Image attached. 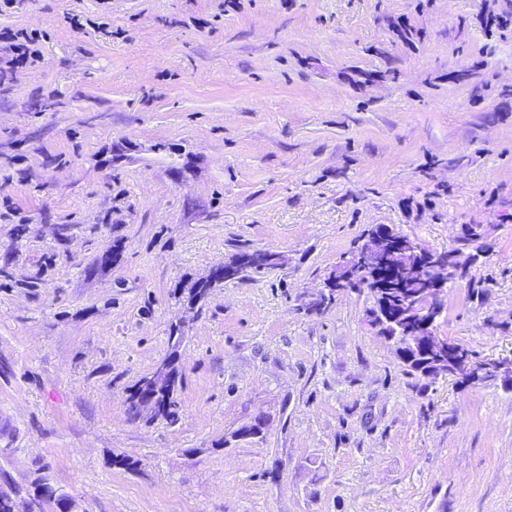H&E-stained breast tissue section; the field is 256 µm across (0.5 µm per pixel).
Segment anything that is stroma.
I'll return each instance as SVG.
<instances>
[{
  "mask_svg": "<svg viewBox=\"0 0 512 512\" xmlns=\"http://www.w3.org/2000/svg\"><path fill=\"white\" fill-rule=\"evenodd\" d=\"M490 14L512 0L0 4L38 51L0 70V475L73 512H512V389L407 374L368 294L305 308L387 225L478 250L436 333L512 357ZM255 250L277 265L179 300ZM172 355L178 420L130 419Z\"/></svg>",
  "mask_w": 512,
  "mask_h": 512,
  "instance_id": "stroma-1",
  "label": "stroma"
}]
</instances>
